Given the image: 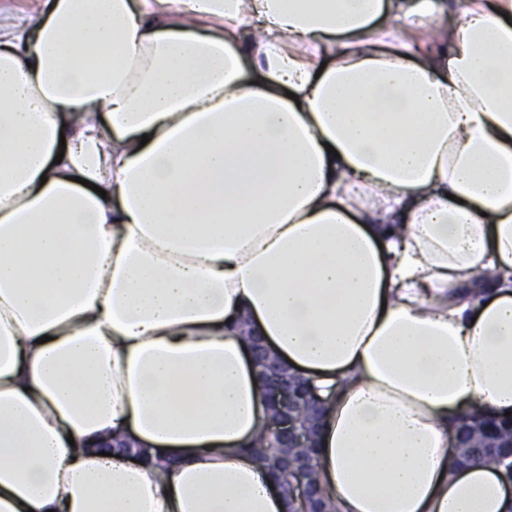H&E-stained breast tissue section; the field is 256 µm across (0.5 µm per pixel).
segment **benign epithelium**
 <instances>
[{"mask_svg": "<svg viewBox=\"0 0 512 512\" xmlns=\"http://www.w3.org/2000/svg\"><path fill=\"white\" fill-rule=\"evenodd\" d=\"M251 353L267 394L268 427L280 448H302L315 439L322 423L323 405L311 401L310 408L299 411L297 403L300 377L270 352L258 336L250 337ZM283 492L299 501L301 512H318L307 505H316L315 487L304 482L295 483Z\"/></svg>", "mask_w": 512, "mask_h": 512, "instance_id": "1", "label": "benign epithelium"}]
</instances>
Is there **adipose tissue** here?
I'll list each match as a JSON object with an SVG mask.
<instances>
[{
	"label": "adipose tissue",
	"mask_w": 512,
	"mask_h": 512,
	"mask_svg": "<svg viewBox=\"0 0 512 512\" xmlns=\"http://www.w3.org/2000/svg\"><path fill=\"white\" fill-rule=\"evenodd\" d=\"M250 331L330 512H512V0L0 13V512H293ZM250 341L253 361L267 394L268 427L276 440L269 435L265 427L246 451L267 468L283 448H288L289 455L301 458L288 461V456H285L280 471L275 474L279 476L281 471L305 470L309 466V462L303 459L306 458L310 461V466L305 478L317 486L313 465L315 448L304 446L314 441L317 427L322 424L321 411L324 407L318 399L313 400L310 401V408L301 413L297 403L300 375L290 372L288 367L270 352L259 336H250ZM276 481L278 486L275 483L274 485L278 490L280 488L301 503V512H321L316 510L317 496L314 485L299 482L286 489L280 479ZM307 504L313 505V510L307 508ZM480 422L487 434L482 437L465 439L467 447L462 448L461 454L452 459L454 464H466L470 462L487 465L505 466L511 473L512 462L506 460L512 456V442L506 448H489V443H508L512 439V421L497 422L491 418L479 419L473 413H461L456 417L458 431ZM511 447V448H510Z\"/></svg>",
	"instance_id": "obj_1"
}]
</instances>
